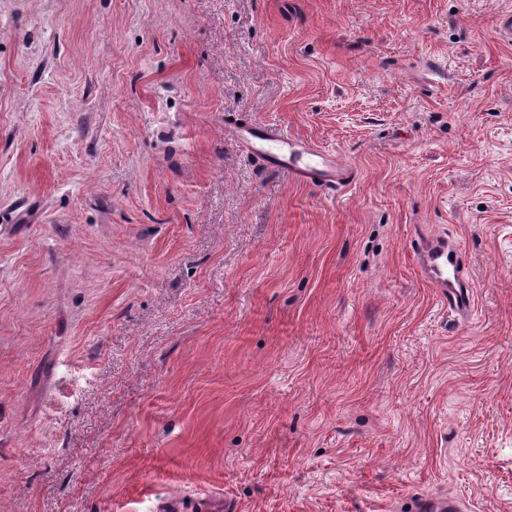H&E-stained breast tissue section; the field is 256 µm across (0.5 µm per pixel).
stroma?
Masks as SVG:
<instances>
[{
  "label": "stroma",
  "mask_w": 512,
  "mask_h": 512,
  "mask_svg": "<svg viewBox=\"0 0 512 512\" xmlns=\"http://www.w3.org/2000/svg\"><path fill=\"white\" fill-rule=\"evenodd\" d=\"M507 11L0 0V512H512ZM236 130L248 149L264 155L270 164L287 169L299 182L335 191L354 179V172L341 160H332L318 148L303 146L276 129L252 126ZM421 274L442 296L448 295V307L464 311L470 306V285L460 268V256L446 241L425 242L421 249Z\"/></svg>",
  "instance_id": "35a3bbf8"
}]
</instances>
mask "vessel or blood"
<instances>
[{
	"label": "vessel or blood",
	"mask_w": 512,
	"mask_h": 512,
	"mask_svg": "<svg viewBox=\"0 0 512 512\" xmlns=\"http://www.w3.org/2000/svg\"><path fill=\"white\" fill-rule=\"evenodd\" d=\"M246 147L265 156L274 166L288 170L297 181L336 190L354 178L353 171L342 161L328 158L319 149L303 146L268 126L239 129ZM421 274L442 295L450 309L466 310L471 302L470 285L460 267V256L453 246L435 240L421 249Z\"/></svg>",
	"instance_id": "b4317fda"
}]
</instances>
